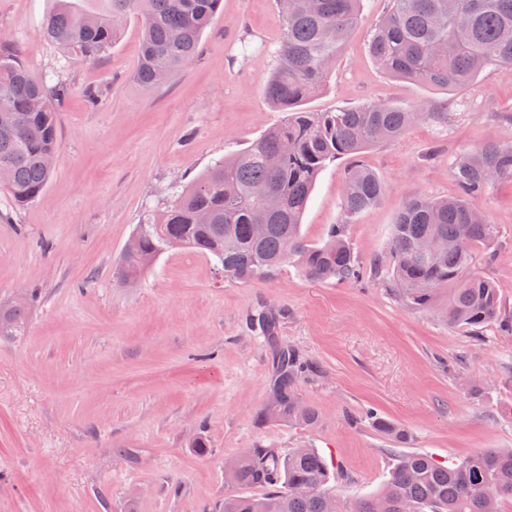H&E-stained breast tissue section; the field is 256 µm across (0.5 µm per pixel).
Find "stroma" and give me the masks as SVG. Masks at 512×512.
Wrapping results in <instances>:
<instances>
[{
    "label": "stroma",
    "mask_w": 512,
    "mask_h": 512,
    "mask_svg": "<svg viewBox=\"0 0 512 512\" xmlns=\"http://www.w3.org/2000/svg\"><path fill=\"white\" fill-rule=\"evenodd\" d=\"M52 6L0 0V39L18 45L36 75L70 88L47 187L22 208L0 194V302L36 293L25 334L0 337V512H223L235 491L225 460L259 445L318 449L331 488L349 501L376 492L403 455L448 462L512 448V335L496 325L452 328L375 279L315 281L290 264L244 283L186 249L164 253L137 283L116 277L136 224L164 209L172 186L283 120L263 95L282 33L277 0H224L199 58L150 92L133 79L139 17L129 15L112 49L85 64L42 36ZM391 6L362 0L329 82L305 103L313 112L428 103L440 113L398 141L328 164L316 180L301 226L311 244L342 222L351 164L383 179L380 203L345 224L365 266L388 262L390 226L406 200L455 193L460 154L512 142V77L499 69L447 91L375 66L367 44ZM90 86L103 91L94 108L84 101ZM469 203L499 229L474 267L512 317V182ZM260 304L284 310L279 343L318 368L299 389L320 413L315 426L253 418L271 375L270 350L247 321ZM369 407L410 441L376 432Z\"/></svg>",
    "instance_id": "obj_1"
}]
</instances>
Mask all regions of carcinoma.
Instances as JSON below:
<instances>
[{
	"label": "carcinoma",
	"instance_id": "obj_1",
	"mask_svg": "<svg viewBox=\"0 0 512 512\" xmlns=\"http://www.w3.org/2000/svg\"><path fill=\"white\" fill-rule=\"evenodd\" d=\"M43 22L44 36L69 58L93 63L120 38L123 22L136 13L142 40L135 79L145 90L160 85L200 53L205 31L222 0H53ZM360 0H278L283 33L265 98L288 108L321 91L356 24ZM369 54L384 74L446 90L473 82L493 66L512 74V0H393L377 24ZM69 87L36 78L18 50L0 43V111L25 126L22 138L0 128V189L24 207L45 189L53 170L43 157L60 150L56 112ZM435 116L433 108L405 109L371 102L336 112H290L247 147L219 160L176 192L159 214L136 225L138 248L122 255L120 279L141 278L162 254L180 246L216 259L224 275L261 281L285 264L305 277L359 281L360 266L345 225L380 202L384 185L371 169H348L342 195L343 223L333 224L319 244L306 243L301 218L315 180L330 163L382 142L401 139L415 124ZM457 192L449 197L406 201L390 231V262L372 272L405 306L435 310L451 327L498 323L512 333V318L501 316L496 284L474 272V251L491 244L497 229L475 212L469 199L493 182L512 180V143H492L463 153L452 167ZM277 198L269 210L259 195ZM207 214V223L200 215ZM267 225L258 238L254 225ZM429 239L448 249L425 253ZM32 295L22 303H0V336L24 330ZM281 312L260 307L251 321L271 349L268 398L256 413L260 423L311 427L319 412L302 401L299 386L314 367L295 349L278 343ZM374 428L405 443L408 433L391 420L370 414ZM225 478L259 494L224 496V512H325L329 467L314 448L281 455L258 447L227 461ZM512 498V448L476 453L444 466L413 453L392 467L374 494L355 503L341 501V512H377L380 500L391 512H486V500Z\"/></svg>",
	"mask_w": 512,
	"mask_h": 512
}]
</instances>
